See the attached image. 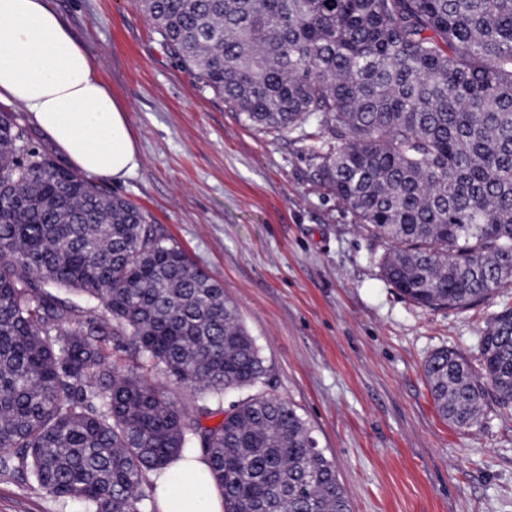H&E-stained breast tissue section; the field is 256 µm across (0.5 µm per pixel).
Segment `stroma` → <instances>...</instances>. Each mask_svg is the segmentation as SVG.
Masks as SVG:
<instances>
[{"label":"stroma","instance_id":"obj_1","mask_svg":"<svg viewBox=\"0 0 512 512\" xmlns=\"http://www.w3.org/2000/svg\"><path fill=\"white\" fill-rule=\"evenodd\" d=\"M51 5L127 111L139 167L112 192L223 283L267 368L257 392L310 424L352 512H512V417L492 404L457 430L423 377L438 348L475 357L512 288L467 309L410 304L380 276L385 244L317 188L305 143L242 124L161 48L140 0ZM0 512L81 509L2 476Z\"/></svg>","mask_w":512,"mask_h":512}]
</instances>
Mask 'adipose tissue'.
Returning <instances> with one entry per match:
<instances>
[{
    "label": "adipose tissue",
    "mask_w": 512,
    "mask_h": 512,
    "mask_svg": "<svg viewBox=\"0 0 512 512\" xmlns=\"http://www.w3.org/2000/svg\"><path fill=\"white\" fill-rule=\"evenodd\" d=\"M0 102L20 105L81 172L117 183L139 166L124 106L48 0H0ZM170 473L157 483L159 512H224L200 456L174 461Z\"/></svg>",
    "instance_id": "ef3b65f1"
}]
</instances>
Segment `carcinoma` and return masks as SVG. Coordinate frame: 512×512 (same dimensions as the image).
Here are the masks:
<instances>
[{
  "label": "carcinoma",
  "instance_id": "obj_1",
  "mask_svg": "<svg viewBox=\"0 0 512 512\" xmlns=\"http://www.w3.org/2000/svg\"><path fill=\"white\" fill-rule=\"evenodd\" d=\"M141 3L241 123L299 133L317 187L388 243L377 264L405 300L461 308L512 288V0ZM478 354L423 366L463 431L491 401L512 416V306ZM265 377L224 285L0 110V476L82 512H158L146 476L198 453L224 512H351L289 402L224 405Z\"/></svg>",
  "mask_w": 512,
  "mask_h": 512
}]
</instances>
